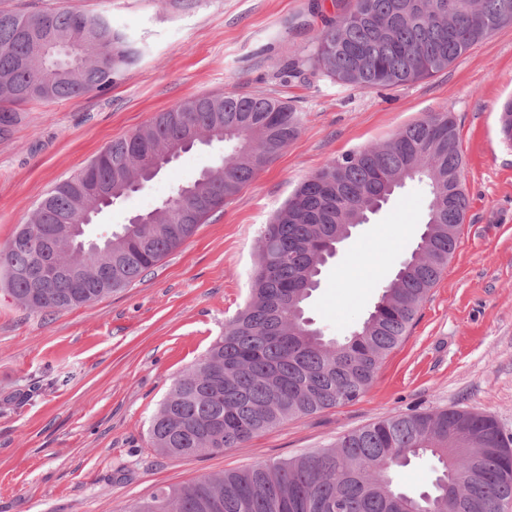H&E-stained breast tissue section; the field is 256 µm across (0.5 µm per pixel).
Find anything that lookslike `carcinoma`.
<instances>
[{
  "instance_id": "cac0c4a2",
  "label": "carcinoma",
  "mask_w": 512,
  "mask_h": 512,
  "mask_svg": "<svg viewBox=\"0 0 512 512\" xmlns=\"http://www.w3.org/2000/svg\"><path fill=\"white\" fill-rule=\"evenodd\" d=\"M512 26V0H353L314 36L310 65L325 76L363 89L405 85L448 67L473 45ZM66 46L70 62L40 55L42 43ZM140 48L102 12H18L0 9V135L29 101L67 100L112 87L134 65ZM302 115L271 96H196L159 112L132 134L112 141L70 179L56 185L28 223L0 247V270L10 294L33 312L92 303L139 280L250 182L297 138ZM500 134L512 145V99L500 111ZM230 144L215 170L201 174L112 237V264L101 256L67 254L98 272L75 288L64 280L30 278L39 237L56 225L81 221L91 182L112 183L111 206L132 193L131 178L168 164L169 150L186 136ZM462 173L456 124L447 112L399 130L393 138L352 151L303 182L266 225L244 308L203 359L173 383L152 419L151 446L166 457H198L242 448L283 421L357 400L372 385L382 360L408 336L427 294L459 246L465 193L448 198V175ZM425 180L432 200L431 235L424 255L403 262L382 288L361 326L327 339L305 317L320 286L315 257H333L343 224H366L394 194L399 179ZM429 454L439 470L429 490L411 496L392 472ZM500 512L512 501V438L495 420L455 408L412 412L340 436L327 449L206 474L166 487L121 512Z\"/></svg>"
}]
</instances>
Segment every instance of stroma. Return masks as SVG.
<instances>
[{
	"instance_id": "35a3bbf8",
	"label": "stroma",
	"mask_w": 512,
	"mask_h": 512,
	"mask_svg": "<svg viewBox=\"0 0 512 512\" xmlns=\"http://www.w3.org/2000/svg\"><path fill=\"white\" fill-rule=\"evenodd\" d=\"M348 2L198 0L184 9L176 0H0V9L24 12L103 11L144 47L112 88L28 103L0 137V245L113 139L186 98L262 94L304 117L271 164L128 288L41 314L17 303L0 277V512H120L163 487L327 448L377 420L437 408L479 411L512 437V147L499 123L512 98V26L406 85L362 89L319 72L287 81L289 63L310 57L322 16L342 14ZM437 112L456 121L469 208L457 250L370 389L243 448L158 455L151 419L244 307L274 212L329 161ZM225 150L215 141L181 154L101 212L89 236L154 209ZM430 200L427 182L406 181L339 246L306 305L324 336L350 335L373 310L380 286L416 248Z\"/></svg>"
}]
</instances>
